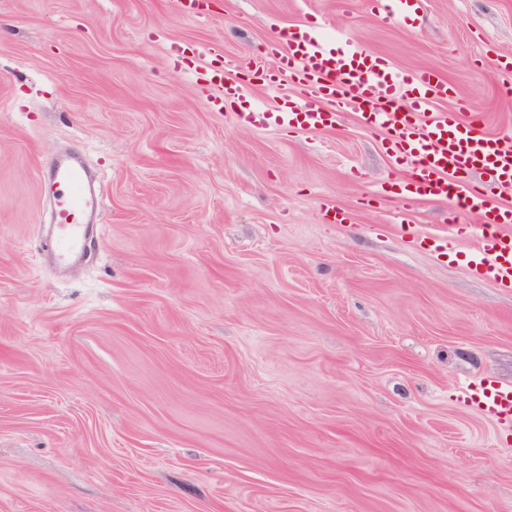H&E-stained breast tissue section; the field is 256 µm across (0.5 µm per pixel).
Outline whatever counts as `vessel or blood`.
<instances>
[{
	"instance_id": "obj_1",
	"label": "vessel or blood",
	"mask_w": 512,
	"mask_h": 512,
	"mask_svg": "<svg viewBox=\"0 0 512 512\" xmlns=\"http://www.w3.org/2000/svg\"><path fill=\"white\" fill-rule=\"evenodd\" d=\"M371 5L378 16L391 19L417 8L419 0H371ZM269 51L280 56L282 66L267 74L268 85L278 87L288 79L302 91L300 97L289 99L272 113L275 125L325 128L333 124L338 106L353 105L369 124L389 127L388 148L405 171L408 203L435 198L486 216L483 224L445 225L438 240L445 244L460 237L472 239L479 256L475 272L512 287V209L466 180L467 173L477 170L486 182H512L511 134L482 133L476 115L432 111L435 99L452 92L442 77L428 69L400 73L385 58L353 42L336 47L311 28L293 35L287 49L273 44ZM56 177L67 191L59 202L58 232L48 240L47 249L64 265L88 243L80 214L101 210L103 202L88 192L86 170L80 162H60ZM462 394L499 420L512 422V384H469Z\"/></svg>"
}]
</instances>
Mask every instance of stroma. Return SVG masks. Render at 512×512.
Masks as SVG:
<instances>
[{"instance_id":"obj_1","label":"stroma","mask_w":512,"mask_h":512,"mask_svg":"<svg viewBox=\"0 0 512 512\" xmlns=\"http://www.w3.org/2000/svg\"><path fill=\"white\" fill-rule=\"evenodd\" d=\"M309 26L512 130V0H0V512H512V424L461 393L512 383V288L434 244L480 216L423 201L403 233L357 111L242 119L297 95L267 49ZM66 149L104 189L70 272ZM372 8L383 19H391L407 9H416L419 0H372Z\"/></svg>"}]
</instances>
